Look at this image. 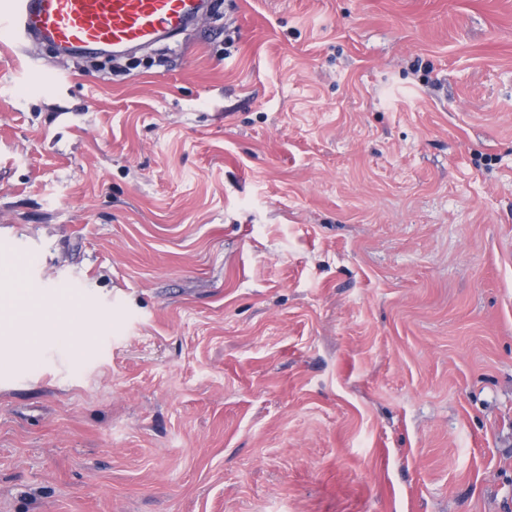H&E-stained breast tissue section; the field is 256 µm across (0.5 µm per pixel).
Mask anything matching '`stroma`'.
<instances>
[{"label":"stroma","mask_w":512,"mask_h":512,"mask_svg":"<svg viewBox=\"0 0 512 512\" xmlns=\"http://www.w3.org/2000/svg\"><path fill=\"white\" fill-rule=\"evenodd\" d=\"M0 54V512H512V0H218ZM68 304H64L65 299ZM79 315L78 302L63 290L32 288L10 268H2L0 290V349L9 353L14 336H23L30 349L38 348L64 321L74 322ZM1 327L3 332L1 333ZM15 334V335H14Z\"/></svg>","instance_id":"35a3bbf8"}]
</instances>
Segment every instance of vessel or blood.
<instances>
[{"label":"vessel or blood","mask_w":512,"mask_h":512,"mask_svg":"<svg viewBox=\"0 0 512 512\" xmlns=\"http://www.w3.org/2000/svg\"><path fill=\"white\" fill-rule=\"evenodd\" d=\"M208 0H0V49L50 45L62 57L121 55L171 40Z\"/></svg>","instance_id":"1"}]
</instances>
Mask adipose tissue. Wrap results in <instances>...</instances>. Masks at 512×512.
Listing matches in <instances>:
<instances>
[{
  "mask_svg": "<svg viewBox=\"0 0 512 512\" xmlns=\"http://www.w3.org/2000/svg\"><path fill=\"white\" fill-rule=\"evenodd\" d=\"M78 315V302L65 291L34 288L10 269L0 270V351L11 352L18 336L38 348L57 324Z\"/></svg>",
  "mask_w": 512,
  "mask_h": 512,
  "instance_id": "adipose-tissue-1",
  "label": "adipose tissue"
}]
</instances>
